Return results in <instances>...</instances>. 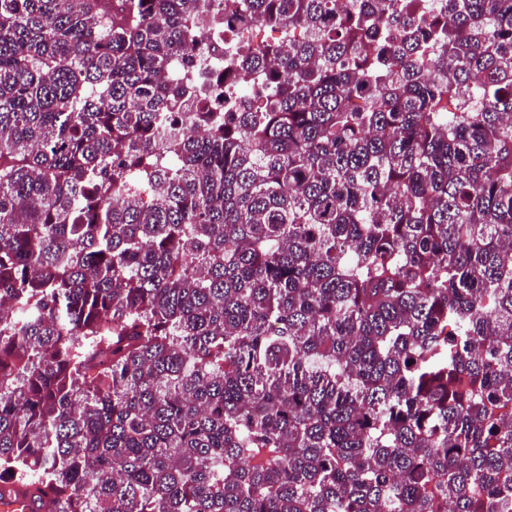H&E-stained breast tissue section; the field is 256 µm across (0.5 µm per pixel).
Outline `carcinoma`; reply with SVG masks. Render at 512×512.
<instances>
[{
  "mask_svg": "<svg viewBox=\"0 0 512 512\" xmlns=\"http://www.w3.org/2000/svg\"><path fill=\"white\" fill-rule=\"evenodd\" d=\"M214 5L0 0V497L512 512V0H238L178 128ZM218 14L219 17L215 14H203L195 25L197 47L192 53L188 76L199 96L210 92L215 73L219 71L216 68L217 57L224 54V41L218 43L215 39L216 23L223 24L224 31V5Z\"/></svg>",
  "mask_w": 512,
  "mask_h": 512,
  "instance_id": "obj_1",
  "label": "carcinoma"
}]
</instances>
